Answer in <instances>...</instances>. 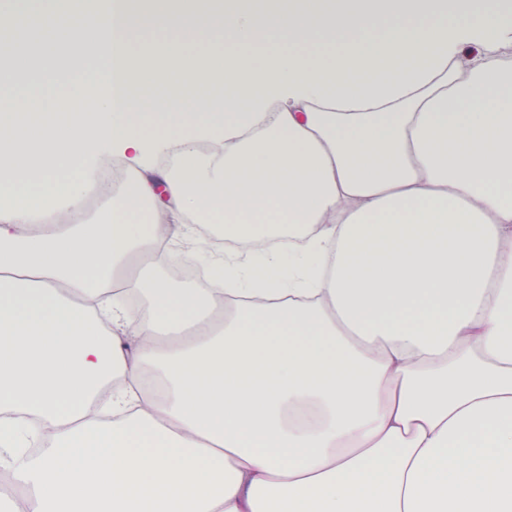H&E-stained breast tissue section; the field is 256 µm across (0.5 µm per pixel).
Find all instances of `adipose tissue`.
Instances as JSON below:
<instances>
[{
    "mask_svg": "<svg viewBox=\"0 0 512 512\" xmlns=\"http://www.w3.org/2000/svg\"><path fill=\"white\" fill-rule=\"evenodd\" d=\"M8 21L48 42L22 91L0 67L5 512H512L501 0H53ZM157 27L226 49L131 44ZM208 224L237 250L205 285L132 273L142 252L182 265Z\"/></svg>",
    "mask_w": 512,
    "mask_h": 512,
    "instance_id": "ef3b65f1",
    "label": "adipose tissue"
}]
</instances>
